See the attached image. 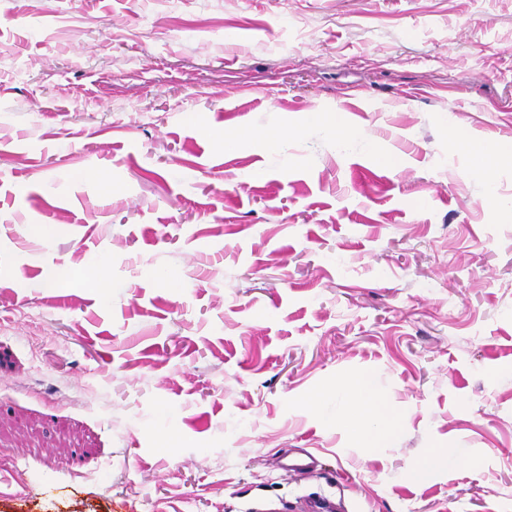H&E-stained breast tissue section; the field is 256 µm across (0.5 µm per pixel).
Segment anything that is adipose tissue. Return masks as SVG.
Here are the masks:
<instances>
[{
    "mask_svg": "<svg viewBox=\"0 0 512 512\" xmlns=\"http://www.w3.org/2000/svg\"><path fill=\"white\" fill-rule=\"evenodd\" d=\"M368 414L374 425L368 429V436L382 441L390 440L395 433V424L387 414L383 403L376 397L371 381L360 379L355 383V393L352 398H337L335 405L322 409L321 414L328 422L336 425L337 429L356 433L359 432V417Z\"/></svg>",
    "mask_w": 512,
    "mask_h": 512,
    "instance_id": "adipose-tissue-1",
    "label": "adipose tissue"
}]
</instances>
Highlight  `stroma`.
Returning <instances> with one entry per match:
<instances>
[{"label": "stroma", "instance_id": "35a3bbf8", "mask_svg": "<svg viewBox=\"0 0 512 512\" xmlns=\"http://www.w3.org/2000/svg\"><path fill=\"white\" fill-rule=\"evenodd\" d=\"M510 200L512 0H0V512H512ZM366 411L374 426L362 429L359 426L361 412ZM321 415L336 429L349 433H361L382 441L390 440L395 434V424L385 411L383 403L376 397L371 381L359 379L355 383V393L346 399L336 396V404L331 408H321Z\"/></svg>", "mask_w": 512, "mask_h": 512}]
</instances>
